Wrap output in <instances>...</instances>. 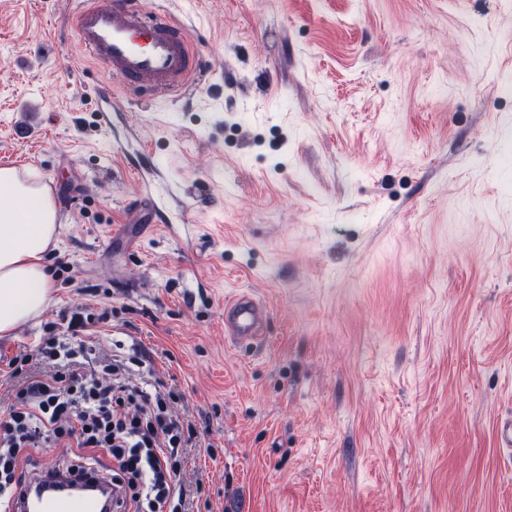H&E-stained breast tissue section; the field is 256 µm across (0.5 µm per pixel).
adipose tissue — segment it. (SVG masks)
<instances>
[{
  "label": "adipose tissue",
  "mask_w": 512,
  "mask_h": 512,
  "mask_svg": "<svg viewBox=\"0 0 512 512\" xmlns=\"http://www.w3.org/2000/svg\"><path fill=\"white\" fill-rule=\"evenodd\" d=\"M51 188L13 167L0 168V335L40 317L51 300L45 256L59 243Z\"/></svg>",
  "instance_id": "obj_1"
}]
</instances>
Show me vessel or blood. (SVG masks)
<instances>
[{
	"instance_id": "obj_1",
	"label": "vessel or blood",
	"mask_w": 512,
	"mask_h": 512,
	"mask_svg": "<svg viewBox=\"0 0 512 512\" xmlns=\"http://www.w3.org/2000/svg\"><path fill=\"white\" fill-rule=\"evenodd\" d=\"M68 34L126 92L175 100L205 81L207 69L189 43L185 28L147 0H76L68 18ZM266 307L240 293L224 304V330L235 342L261 338ZM17 512H102L86 498L52 496L24 501Z\"/></svg>"
}]
</instances>
